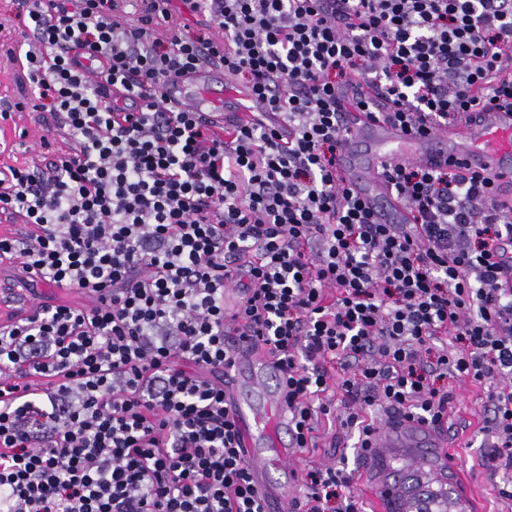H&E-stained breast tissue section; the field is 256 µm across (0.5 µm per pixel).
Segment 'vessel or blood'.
<instances>
[{"instance_id": "vessel-or-blood-1", "label": "vessel or blood", "mask_w": 512, "mask_h": 512, "mask_svg": "<svg viewBox=\"0 0 512 512\" xmlns=\"http://www.w3.org/2000/svg\"><path fill=\"white\" fill-rule=\"evenodd\" d=\"M224 68L205 64L169 81L166 95L224 125L228 117L256 118L250 94L225 87ZM350 139L342 153L339 176L345 187L370 206L383 224L405 221V207L392 199L376 174L383 166L414 160L429 167L455 162L469 175L480 174L501 185L512 181V113L492 107L473 118L428 135L412 134L381 118L349 111ZM230 381L232 417L243 436V450L265 512H289L295 485L290 462L295 455L284 415V394L272 360L237 340ZM366 459L372 467L371 500L375 512H475L470 494L460 492L463 480L448 464V439L416 420L393 417L371 443Z\"/></svg>"}]
</instances>
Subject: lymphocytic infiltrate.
<instances>
[{
  "label": "lymphocytic infiltrate",
  "mask_w": 512,
  "mask_h": 512,
  "mask_svg": "<svg viewBox=\"0 0 512 512\" xmlns=\"http://www.w3.org/2000/svg\"><path fill=\"white\" fill-rule=\"evenodd\" d=\"M28 3L22 66L70 146L0 167V212L29 227L0 260L87 302L0 326V512H263L228 408L234 331L279 365L297 451L330 419L368 448L374 405L443 425L435 381L464 376L512 482V205L407 161L381 176L408 221L381 224L336 180L352 84L418 132L512 110V0ZM206 63L275 122L219 133L170 103ZM353 482L311 466L293 512H363Z\"/></svg>",
  "instance_id": "1"
}]
</instances>
